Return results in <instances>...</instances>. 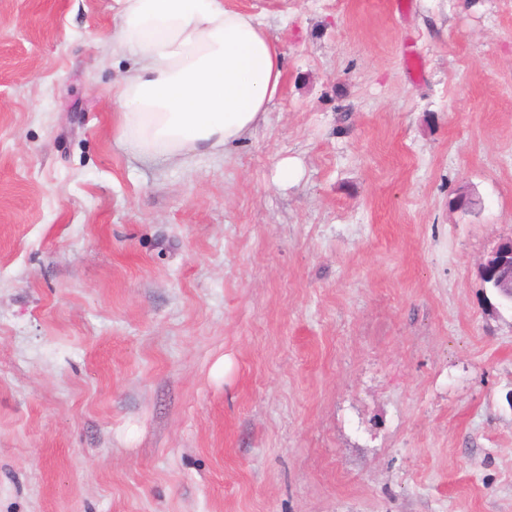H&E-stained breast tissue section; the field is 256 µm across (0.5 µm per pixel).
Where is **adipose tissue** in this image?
<instances>
[{
	"label": "adipose tissue",
	"mask_w": 512,
	"mask_h": 512,
	"mask_svg": "<svg viewBox=\"0 0 512 512\" xmlns=\"http://www.w3.org/2000/svg\"><path fill=\"white\" fill-rule=\"evenodd\" d=\"M112 53L136 63L114 92L119 138L142 160L220 155L266 121L284 53L224 0H121Z\"/></svg>",
	"instance_id": "1"
}]
</instances>
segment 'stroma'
<instances>
[{"mask_svg":"<svg viewBox=\"0 0 512 512\" xmlns=\"http://www.w3.org/2000/svg\"><path fill=\"white\" fill-rule=\"evenodd\" d=\"M408 2L224 0L282 92L155 164L119 0H0V512H512V0ZM486 282H493L510 298L512 304V238H503L492 248L481 264Z\"/></svg>","mask_w":512,"mask_h":512,"instance_id":"stroma-1","label":"stroma"}]
</instances>
